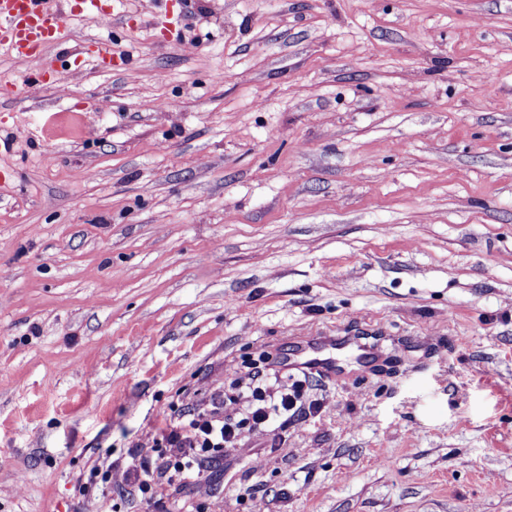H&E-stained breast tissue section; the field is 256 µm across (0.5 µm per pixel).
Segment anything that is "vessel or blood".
<instances>
[{"label":"vessel or blood","instance_id":"obj_1","mask_svg":"<svg viewBox=\"0 0 512 512\" xmlns=\"http://www.w3.org/2000/svg\"><path fill=\"white\" fill-rule=\"evenodd\" d=\"M88 15L98 26H111V11L96 8L94 0H62L51 8L50 0H0V45L14 55L38 63V76H45L41 63L47 47L56 41L67 17ZM302 367L312 373L336 372L335 357L322 345H309Z\"/></svg>","mask_w":512,"mask_h":512}]
</instances>
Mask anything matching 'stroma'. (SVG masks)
I'll list each match as a JSON object with an SVG mask.
<instances>
[{"mask_svg": "<svg viewBox=\"0 0 512 512\" xmlns=\"http://www.w3.org/2000/svg\"><path fill=\"white\" fill-rule=\"evenodd\" d=\"M97 2L0 47V512H512V0ZM258 360L318 411L95 481ZM305 357L300 363L302 369L311 373L330 374L339 368L336 358L327 353L322 344L309 345L304 352ZM139 469L140 472H137L134 477L137 490L143 498L150 502H155L158 483L154 477L152 464L146 461H140Z\"/></svg>", "mask_w": 512, "mask_h": 512, "instance_id": "obj_1", "label": "stroma"}]
</instances>
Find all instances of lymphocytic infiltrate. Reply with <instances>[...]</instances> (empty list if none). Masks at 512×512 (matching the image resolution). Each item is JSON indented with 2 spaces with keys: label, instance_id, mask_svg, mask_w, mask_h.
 <instances>
[{
  "label": "lymphocytic infiltrate",
  "instance_id": "1",
  "mask_svg": "<svg viewBox=\"0 0 512 512\" xmlns=\"http://www.w3.org/2000/svg\"><path fill=\"white\" fill-rule=\"evenodd\" d=\"M259 375L256 369L248 373L255 385L246 418L235 423L224 421L220 416L224 397L217 394L212 398L210 410L193 413L188 419L159 430L156 445L169 452L164 470L167 484L178 486L190 480L200 481L199 461L220 456L225 449L235 447L244 428L265 427L278 419L318 411V404L306 398L305 381H295L288 391L274 394L258 386Z\"/></svg>",
  "mask_w": 512,
  "mask_h": 512
}]
</instances>
